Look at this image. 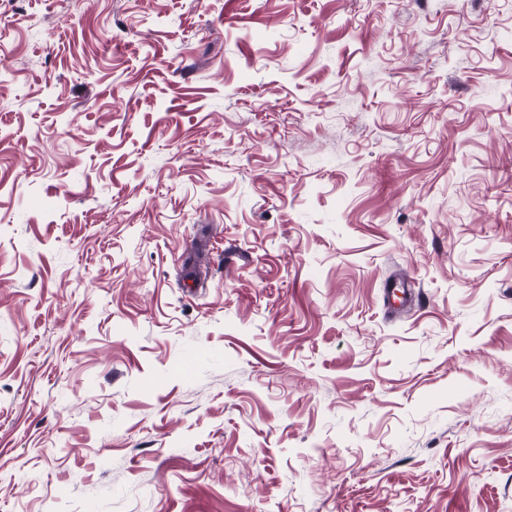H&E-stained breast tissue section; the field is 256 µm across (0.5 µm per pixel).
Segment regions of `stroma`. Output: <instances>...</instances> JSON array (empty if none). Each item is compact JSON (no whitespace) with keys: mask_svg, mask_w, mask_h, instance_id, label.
Masks as SVG:
<instances>
[{"mask_svg":"<svg viewBox=\"0 0 512 512\" xmlns=\"http://www.w3.org/2000/svg\"><path fill=\"white\" fill-rule=\"evenodd\" d=\"M0 51V512H512V0H0Z\"/></svg>","mask_w":512,"mask_h":512,"instance_id":"stroma-1","label":"stroma"}]
</instances>
